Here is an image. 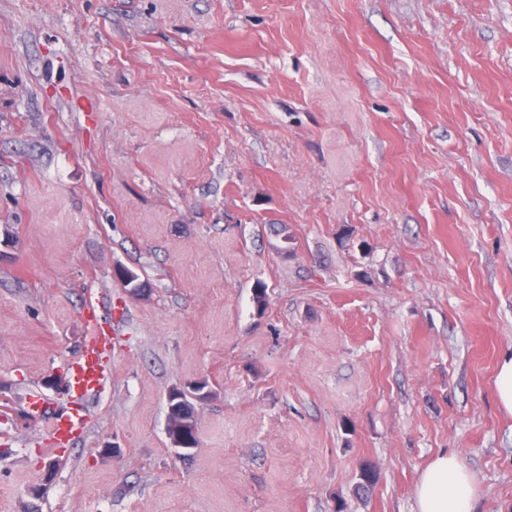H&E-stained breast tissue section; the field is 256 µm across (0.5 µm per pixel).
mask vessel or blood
Listing matches in <instances>:
<instances>
[{
	"label": "vessel or blood",
	"instance_id": "1",
	"mask_svg": "<svg viewBox=\"0 0 512 512\" xmlns=\"http://www.w3.org/2000/svg\"><path fill=\"white\" fill-rule=\"evenodd\" d=\"M102 296L90 297L85 308V320L95 334L85 341L80 354L70 364L69 390L80 402L102 395L108 384V353L114 328L99 315ZM85 425L83 414H61L51 417L46 429L53 442L62 445L75 439Z\"/></svg>",
	"mask_w": 512,
	"mask_h": 512
}]
</instances>
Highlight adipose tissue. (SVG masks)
I'll list each match as a JSON object with an SVG mask.
<instances>
[{
	"label": "adipose tissue",
	"mask_w": 512,
	"mask_h": 512,
	"mask_svg": "<svg viewBox=\"0 0 512 512\" xmlns=\"http://www.w3.org/2000/svg\"><path fill=\"white\" fill-rule=\"evenodd\" d=\"M474 485L473 473L456 455H439L416 486L417 512H474Z\"/></svg>",
	"instance_id": "ef3b65f1"
}]
</instances>
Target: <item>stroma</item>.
<instances>
[{
    "label": "stroma",
    "mask_w": 512,
    "mask_h": 512,
    "mask_svg": "<svg viewBox=\"0 0 512 512\" xmlns=\"http://www.w3.org/2000/svg\"><path fill=\"white\" fill-rule=\"evenodd\" d=\"M1 225L0 512H416L440 454L512 512V0H0ZM104 297L90 296L85 308V321L97 336L85 341L80 354L70 364L69 390L79 402L102 395L108 384V353L115 328L99 316ZM495 392L500 407L512 414V353L505 355L498 364ZM184 401L185 403H180L173 406V400H169L170 410L168 412L167 423L168 434L171 437V433L173 432L182 433L191 440L194 446L196 444V427L194 426L192 429V425L190 424H187V426L183 425L184 409L187 407L186 404L190 403L191 401L187 398L186 395H184ZM84 425L83 413L61 414L50 418L46 433L53 442L63 445L80 435Z\"/></svg>",
    "instance_id": "obj_1"
}]
</instances>
